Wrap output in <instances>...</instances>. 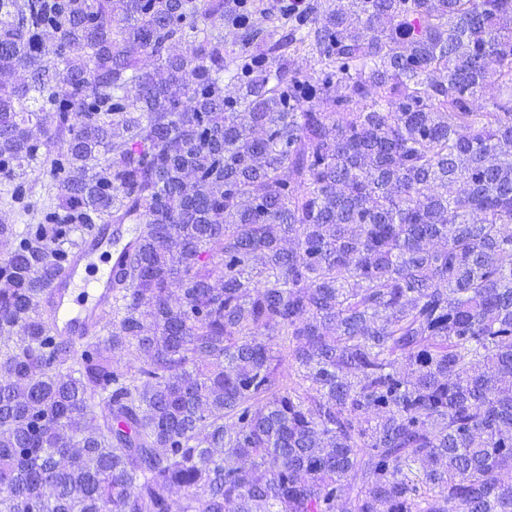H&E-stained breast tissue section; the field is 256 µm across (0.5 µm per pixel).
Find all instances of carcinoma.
<instances>
[{"instance_id":"obj_1","label":"carcinoma","mask_w":512,"mask_h":512,"mask_svg":"<svg viewBox=\"0 0 512 512\" xmlns=\"http://www.w3.org/2000/svg\"><path fill=\"white\" fill-rule=\"evenodd\" d=\"M263 19L0 0V512H512V0ZM85 224L141 228L77 360Z\"/></svg>"}]
</instances>
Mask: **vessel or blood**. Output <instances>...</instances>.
Returning <instances> with one entry per match:
<instances>
[{"mask_svg":"<svg viewBox=\"0 0 512 512\" xmlns=\"http://www.w3.org/2000/svg\"><path fill=\"white\" fill-rule=\"evenodd\" d=\"M134 247V236L119 225L94 224L82 233L44 296L53 314L50 335L75 346L97 335L112 304L113 279Z\"/></svg>","mask_w":512,"mask_h":512,"instance_id":"obj_1","label":"vessel or blood"}]
</instances>
